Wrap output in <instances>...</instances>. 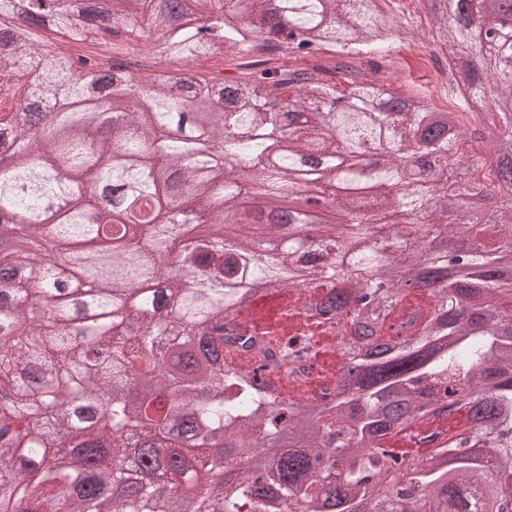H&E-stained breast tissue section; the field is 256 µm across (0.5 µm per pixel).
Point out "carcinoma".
<instances>
[{"instance_id": "obj_1", "label": "carcinoma", "mask_w": 512, "mask_h": 512, "mask_svg": "<svg viewBox=\"0 0 512 512\" xmlns=\"http://www.w3.org/2000/svg\"><path fill=\"white\" fill-rule=\"evenodd\" d=\"M222 0H37L24 13L0 0V89L22 91L16 110L34 127L0 121V217L17 249L0 242V486L3 507L23 512H173L148 479L169 459L173 484L224 475L182 500L179 512H512V31L490 48L477 18L491 0H423L433 41L448 50V93L458 100L453 140L422 132L441 108L416 91L372 79L405 22L387 0H249L258 28ZM301 31L282 33L277 15ZM153 30L162 62L141 76L120 62L74 57L40 44L39 30L71 42ZM249 32L278 47L238 65L231 78L196 68ZM341 73L336 93L327 76ZM180 80L173 96L169 83ZM125 113L93 150L87 128L101 104ZM470 142L490 164L461 151ZM434 161L416 180L418 155ZM68 163V181L54 165ZM184 171L185 212L204 227L177 249L167 222V170ZM462 172L448 187V168ZM134 186L155 222L117 238L104 255L76 246L112 234L122 210L98 204L100 183ZM331 191L322 239L281 247V225L257 224L252 200L273 212L303 187ZM472 205L448 219V199ZM455 242L454 273L435 276ZM20 268L39 280L37 309L12 284ZM325 293L315 314L334 333L348 375L324 378L322 398L273 391L295 364L319 359L312 329L228 331L250 284ZM134 307L127 304L139 286ZM171 366L158 368L155 342ZM420 424L426 455L387 447ZM186 426L195 449L117 452L127 433L145 438ZM252 449L249 463L208 443Z\"/></svg>"}]
</instances>
